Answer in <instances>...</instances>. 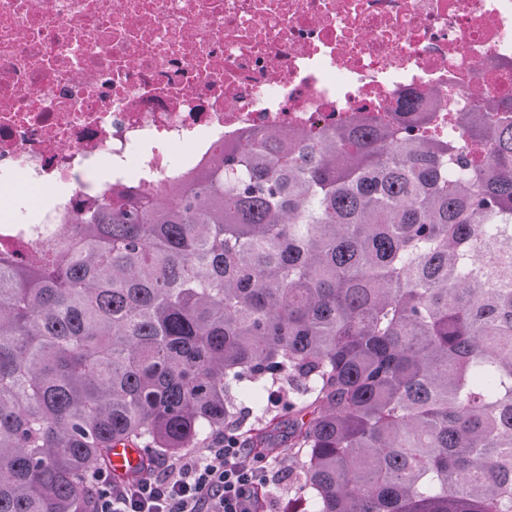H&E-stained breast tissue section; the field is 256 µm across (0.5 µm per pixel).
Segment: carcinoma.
<instances>
[{"label":"carcinoma","instance_id":"obj_1","mask_svg":"<svg viewBox=\"0 0 512 512\" xmlns=\"http://www.w3.org/2000/svg\"><path fill=\"white\" fill-rule=\"evenodd\" d=\"M432 122L247 131L1 253L0 512H93L229 431L299 460L284 512H512V116Z\"/></svg>","mask_w":512,"mask_h":512}]
</instances>
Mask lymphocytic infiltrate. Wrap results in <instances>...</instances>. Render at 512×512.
Returning <instances> with one entry per match:
<instances>
[{"label":"lymphocytic infiltrate","instance_id":"f902f5d3","mask_svg":"<svg viewBox=\"0 0 512 512\" xmlns=\"http://www.w3.org/2000/svg\"><path fill=\"white\" fill-rule=\"evenodd\" d=\"M272 481L263 458L221 437L139 483L101 484L96 512H255L256 490Z\"/></svg>","mask_w":512,"mask_h":512}]
</instances>
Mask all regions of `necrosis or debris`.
I'll list each match as a JSON object with an SVG mask.
<instances>
[{"instance_id":"obj_1","label":"necrosis or debris","mask_w":512,"mask_h":512,"mask_svg":"<svg viewBox=\"0 0 512 512\" xmlns=\"http://www.w3.org/2000/svg\"><path fill=\"white\" fill-rule=\"evenodd\" d=\"M414 92L430 134L512 99V0H0V252L127 185L161 191L249 129Z\"/></svg>"}]
</instances>
